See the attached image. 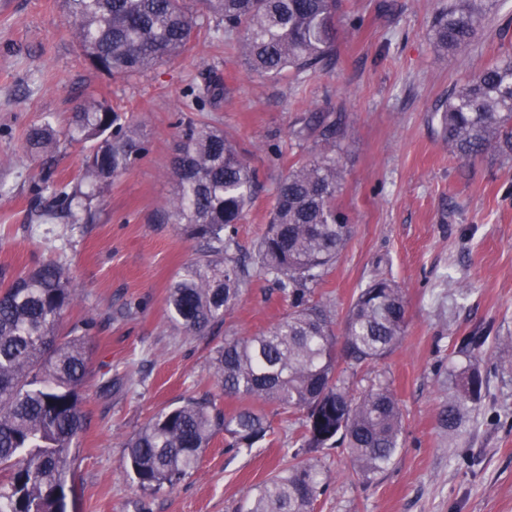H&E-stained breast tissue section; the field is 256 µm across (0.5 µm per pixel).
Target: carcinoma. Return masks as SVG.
<instances>
[{"label":"carcinoma","mask_w":512,"mask_h":512,"mask_svg":"<svg viewBox=\"0 0 512 512\" xmlns=\"http://www.w3.org/2000/svg\"><path fill=\"white\" fill-rule=\"evenodd\" d=\"M196 0H63L65 20L82 55L96 70L136 76L186 52L194 33L210 27ZM218 20L214 33L241 34L243 62L262 79L277 80L324 69L336 52L342 0H203ZM495 0H448L431 26L442 51L468 48ZM223 86L198 89L215 101ZM448 150L465 161L512 154V54L475 71L439 106ZM91 143L80 181L54 189L57 204L37 211L40 224H93L96 201L146 152L139 125L106 101L87 98L68 127L31 126L25 150L54 152L61 140ZM323 151L294 165L279 182L267 230L253 264L236 256L232 235L253 203L258 171L224 131L183 123L171 159L175 192L157 221L177 224L204 249L169 285L172 321L199 334L224 321L251 273L270 276L288 299V313L265 331L228 336L217 350L216 373L231 412L208 399L189 398L158 413L127 439L126 473L144 491L174 486L193 469L211 440L224 433L231 448H251L273 432L267 408L297 417L301 430L288 468L269 478L247 512H313L324 492L316 454L343 448L351 477L363 484L384 473L403 447V414L387 381L361 391L351 380L401 343L407 305L401 289L376 279L350 305L337 334L314 287L342 254L348 218L336 208L341 177L334 156L336 123L321 127ZM75 289L61 259L7 276L0 272V512H66L71 449L87 429L81 385L91 321L64 336L59 320ZM487 337L456 343L465 365L453 373L439 423L452 434L465 427L487 393L482 370Z\"/></svg>","instance_id":"1"}]
</instances>
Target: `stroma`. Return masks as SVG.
<instances>
[{"label":"stroma","mask_w":512,"mask_h":512,"mask_svg":"<svg viewBox=\"0 0 512 512\" xmlns=\"http://www.w3.org/2000/svg\"><path fill=\"white\" fill-rule=\"evenodd\" d=\"M445 3L343 0L331 64L269 81L205 30L147 75L116 78L85 61L61 0H0V268L66 260L77 296L63 322L96 323L82 391L88 429L72 450L67 512H238L294 451L298 424L273 413L266 440L230 450L215 436L174 487L142 491L122 467L125 441L161 410L202 396L233 410L217 382L218 347L288 310L271 278L256 275L211 331L187 335L171 321L168 287L201 244L154 218L174 193L172 148L187 116L223 129L259 172L254 204L236 226L244 257L265 230L282 175L322 151L319 121L335 122L336 205L353 231L315 297L339 326L373 278L393 280L407 302L404 338L375 368L402 407L404 446L366 486L350 480L342 449L320 455L325 492L315 512H512V371L502 365L512 338V157H453L437 110L457 83L512 51V0H498L471 48L448 53L431 41ZM212 71L224 80L213 105L191 92ZM90 96L132 117L147 153L100 200L98 223H30L34 201L51 199L43 179L74 181L87 146L66 142L34 157L25 134L43 122L67 127ZM482 328L488 395L452 438L438 421L448 369L464 363L458 338Z\"/></svg>","instance_id":"1"}]
</instances>
